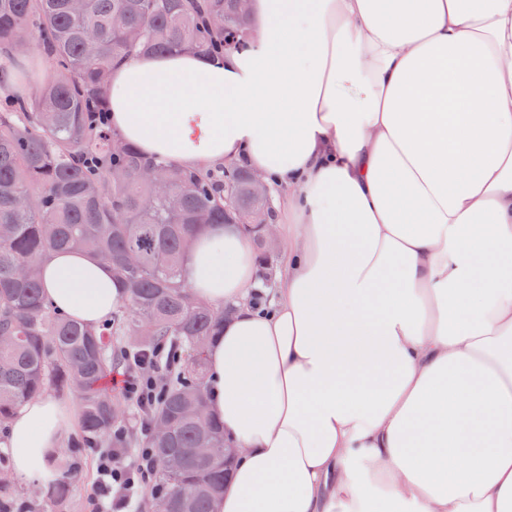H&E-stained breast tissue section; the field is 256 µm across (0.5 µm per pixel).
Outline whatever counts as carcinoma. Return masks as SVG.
<instances>
[{
	"label": "carcinoma",
	"instance_id": "1",
	"mask_svg": "<svg viewBox=\"0 0 512 512\" xmlns=\"http://www.w3.org/2000/svg\"><path fill=\"white\" fill-rule=\"evenodd\" d=\"M237 0H0V51L43 53L39 89L0 101V427L25 400L69 389L81 403L72 448L153 449L157 484L171 512H210L224 490V464L192 455L174 471L167 453L224 439L204 411L208 339L224 324L182 283L194 233L237 210L261 209L246 187L250 171L205 173L146 158L94 113L105 109L108 71L137 52L210 55L242 33ZM94 155L99 163L90 165ZM88 249L112 266L125 294L112 323L89 328L53 308L39 266L50 252ZM146 336L116 346L114 336ZM170 372L157 402L142 409L138 440L115 431L112 365ZM166 420L170 435L157 425Z\"/></svg>",
	"mask_w": 512,
	"mask_h": 512
}]
</instances>
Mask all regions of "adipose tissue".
<instances>
[{"mask_svg": "<svg viewBox=\"0 0 512 512\" xmlns=\"http://www.w3.org/2000/svg\"><path fill=\"white\" fill-rule=\"evenodd\" d=\"M241 47L113 66L115 136L278 199L267 310L249 233L209 224L182 279L238 312L207 353L239 448L214 512H512V0H251ZM96 327L123 295L84 250L41 262ZM68 400L11 416V473L58 476Z\"/></svg>", "mask_w": 512, "mask_h": 512, "instance_id": "obj_1", "label": "adipose tissue"}]
</instances>
